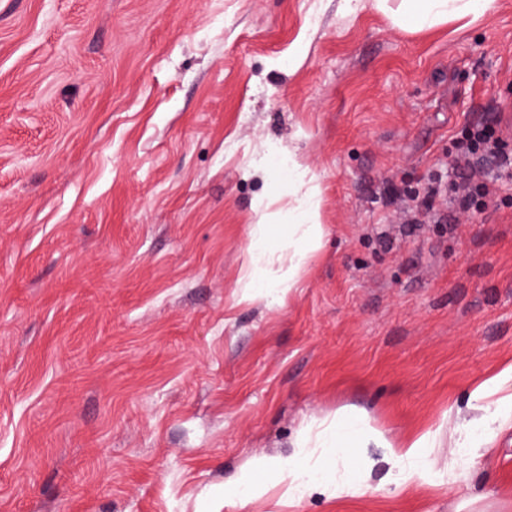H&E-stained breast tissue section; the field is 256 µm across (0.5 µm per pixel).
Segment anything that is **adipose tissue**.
<instances>
[{"label": "adipose tissue", "instance_id": "obj_1", "mask_svg": "<svg viewBox=\"0 0 512 512\" xmlns=\"http://www.w3.org/2000/svg\"><path fill=\"white\" fill-rule=\"evenodd\" d=\"M373 6L387 13L395 26L421 31L451 21L476 20L495 10L497 0H401L395 9L389 7L388 0H374ZM288 180L308 188L298 208V226L302 234L293 253L282 257L278 254L266 217H259L253 224L246 278L248 287L260 292L293 287L309 254L320 245L322 229L318 221V190L312 185L313 178L307 168L294 162L288 167Z\"/></svg>", "mask_w": 512, "mask_h": 512}]
</instances>
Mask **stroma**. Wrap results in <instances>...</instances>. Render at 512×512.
Listing matches in <instances>:
<instances>
[{
  "instance_id": "obj_1",
  "label": "stroma",
  "mask_w": 512,
  "mask_h": 512,
  "mask_svg": "<svg viewBox=\"0 0 512 512\" xmlns=\"http://www.w3.org/2000/svg\"><path fill=\"white\" fill-rule=\"evenodd\" d=\"M487 123L512 142V0L419 32L345 0H0V512H512V428L471 399L512 394V185L404 231ZM290 154L322 246L247 300ZM347 415L380 440L302 452ZM281 458L316 480L289 495ZM430 447H433V440L431 434L426 433L401 448L392 449L391 456L397 461H404L409 466L416 467L419 460V448Z\"/></svg>"
}]
</instances>
